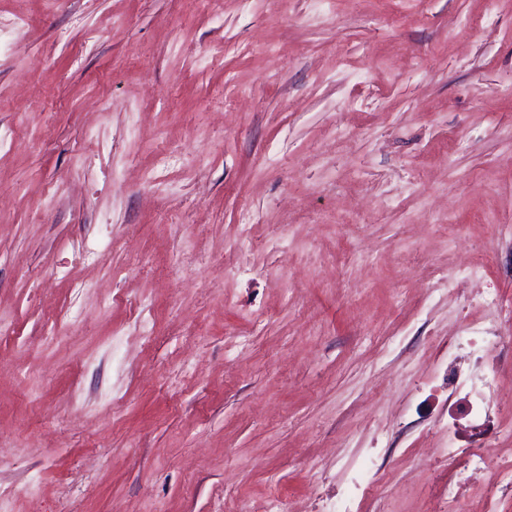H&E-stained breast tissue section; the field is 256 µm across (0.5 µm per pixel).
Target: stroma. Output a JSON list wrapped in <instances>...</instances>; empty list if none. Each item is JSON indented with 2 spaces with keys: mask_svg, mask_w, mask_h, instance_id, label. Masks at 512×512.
I'll return each instance as SVG.
<instances>
[{
  "mask_svg": "<svg viewBox=\"0 0 512 512\" xmlns=\"http://www.w3.org/2000/svg\"><path fill=\"white\" fill-rule=\"evenodd\" d=\"M0 512H512V0H0ZM492 289L497 306L480 291ZM492 327L475 325L470 328V336L448 337V389L466 391L465 413L470 417V450H460L457 446V428L455 417L448 412V462L449 464H463L461 468L477 471L487 468L485 463L484 445L488 441L485 424L488 410L493 404L499 391V386L493 375L476 372L473 369L463 370L461 361L465 356H457L451 360L455 350L466 349L474 359L475 367L494 357L498 350V336L491 334ZM493 338V339H492ZM459 360V362H458ZM464 454V455H463Z\"/></svg>",
  "mask_w": 512,
  "mask_h": 512,
  "instance_id": "obj_1",
  "label": "stroma"
}]
</instances>
